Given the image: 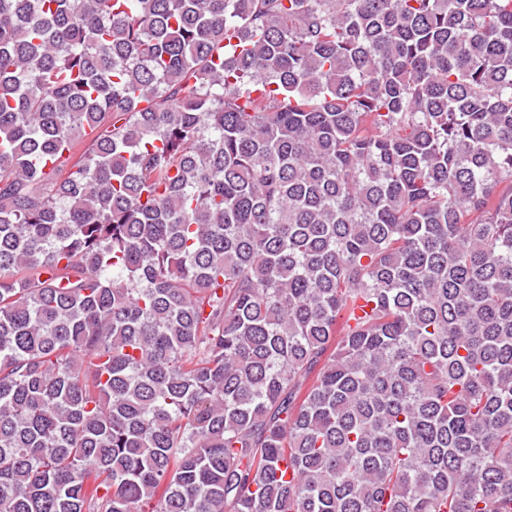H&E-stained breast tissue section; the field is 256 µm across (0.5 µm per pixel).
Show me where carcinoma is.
<instances>
[{
	"mask_svg": "<svg viewBox=\"0 0 512 512\" xmlns=\"http://www.w3.org/2000/svg\"><path fill=\"white\" fill-rule=\"evenodd\" d=\"M0 512H512V0H0Z\"/></svg>",
	"mask_w": 512,
	"mask_h": 512,
	"instance_id": "cac0c4a2",
	"label": "carcinoma"
}]
</instances>
